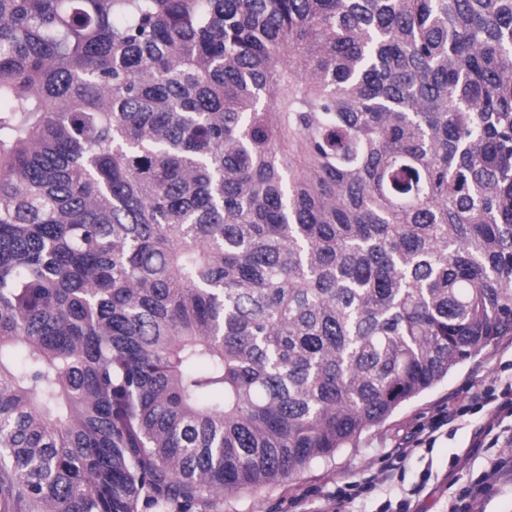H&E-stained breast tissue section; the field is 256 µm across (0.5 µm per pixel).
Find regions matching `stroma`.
Masks as SVG:
<instances>
[{"mask_svg":"<svg viewBox=\"0 0 512 512\" xmlns=\"http://www.w3.org/2000/svg\"><path fill=\"white\" fill-rule=\"evenodd\" d=\"M494 376L512 377V336L502 337L464 361L434 389L401 407L382 425L364 432L355 447L344 449L331 461L312 466L294 481L226 496L209 512H331L329 495L337 482L365 473L382 477L383 482L377 492L351 503V512H378L382 501L398 500L412 494L415 487L420 493L413 495V512H446L449 500L487 464L488 453L477 447L475 432L491 420V412L465 417L453 431L440 434L433 447L412 453L397 470H389L387 453L435 405ZM304 490L308 498L295 502V495Z\"/></svg>","mask_w":512,"mask_h":512,"instance_id":"35a3bbf8","label":"stroma"}]
</instances>
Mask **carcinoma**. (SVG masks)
Masks as SVG:
<instances>
[{
    "instance_id": "cac0c4a2",
    "label": "carcinoma",
    "mask_w": 512,
    "mask_h": 512,
    "mask_svg": "<svg viewBox=\"0 0 512 512\" xmlns=\"http://www.w3.org/2000/svg\"><path fill=\"white\" fill-rule=\"evenodd\" d=\"M512 335V0H0V512L291 480Z\"/></svg>"
}]
</instances>
